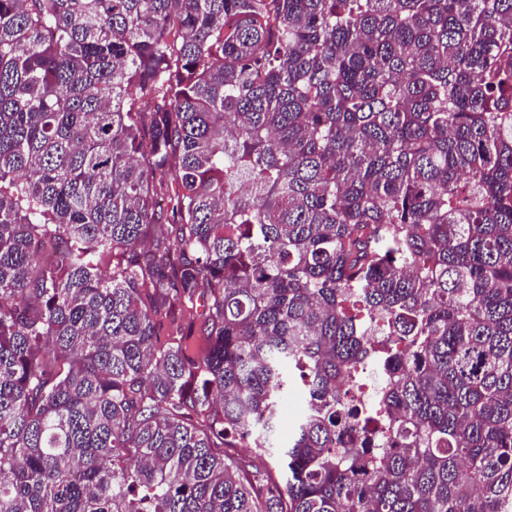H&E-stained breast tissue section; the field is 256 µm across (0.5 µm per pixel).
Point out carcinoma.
I'll list each match as a JSON object with an SVG mask.
<instances>
[{
  "label": "carcinoma",
  "instance_id": "carcinoma-1",
  "mask_svg": "<svg viewBox=\"0 0 512 512\" xmlns=\"http://www.w3.org/2000/svg\"><path fill=\"white\" fill-rule=\"evenodd\" d=\"M0 512H512V0H0Z\"/></svg>",
  "mask_w": 512,
  "mask_h": 512
}]
</instances>
